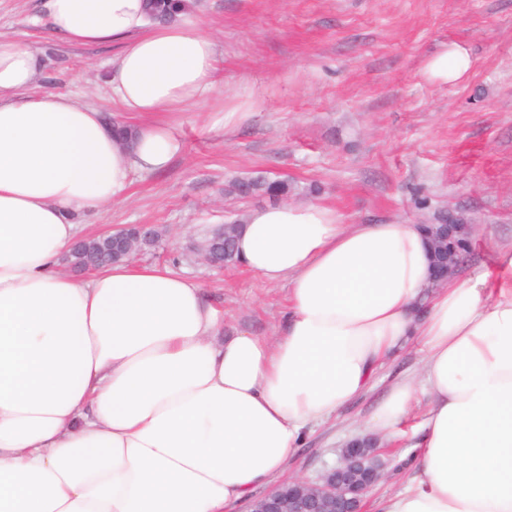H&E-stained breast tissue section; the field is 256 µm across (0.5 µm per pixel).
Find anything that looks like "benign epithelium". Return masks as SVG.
Masks as SVG:
<instances>
[{"instance_id": "benign-epithelium-1", "label": "benign epithelium", "mask_w": 512, "mask_h": 512, "mask_svg": "<svg viewBox=\"0 0 512 512\" xmlns=\"http://www.w3.org/2000/svg\"><path fill=\"white\" fill-rule=\"evenodd\" d=\"M159 226L127 225L112 233V260L130 261L143 253L142 244L156 236ZM472 225L457 222L437 224L433 240L453 235H468ZM464 255L450 250L443 255L441 269L434 274L431 287L439 288L456 275ZM387 464L382 458L379 439L374 435L349 440L341 449L338 463L314 479L294 478L251 499L247 512H361L364 496L385 480Z\"/></svg>"}]
</instances>
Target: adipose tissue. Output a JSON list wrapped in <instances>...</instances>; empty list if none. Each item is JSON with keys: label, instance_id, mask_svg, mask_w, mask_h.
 I'll return each mask as SVG.
<instances>
[{"label": "adipose tissue", "instance_id": "obj_1", "mask_svg": "<svg viewBox=\"0 0 512 512\" xmlns=\"http://www.w3.org/2000/svg\"><path fill=\"white\" fill-rule=\"evenodd\" d=\"M147 11L48 0L45 19L68 42L118 44L109 82L138 116L129 144L110 114L29 93L40 54L0 39V512H232L414 341L421 383L396 384L371 422L397 432L424 391L414 474L374 512H512V251L433 291L420 225L253 209L236 249L287 287L273 338L222 337L203 288L156 265L62 272L80 216L181 154L166 114L219 103L213 38ZM470 65L453 45L426 72L453 83Z\"/></svg>", "mask_w": 512, "mask_h": 512}]
</instances>
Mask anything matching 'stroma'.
<instances>
[{
	"label": "stroma",
	"mask_w": 512,
	"mask_h": 512,
	"mask_svg": "<svg viewBox=\"0 0 512 512\" xmlns=\"http://www.w3.org/2000/svg\"><path fill=\"white\" fill-rule=\"evenodd\" d=\"M44 12L45 0H0V38L44 55L32 91L114 111L107 80L116 46L56 41L32 22ZM185 18L218 44L225 107L248 116L226 132L215 125L217 113H178L182 154L161 173L135 177L124 200L87 222L94 233L163 226V254L138 256L137 264L168 266L201 285L225 335H274L287 298L285 285L239 266L211 270L192 252L216 225L259 207L225 194L236 177L288 179L292 200L335 207L349 224L463 216L473 249L462 279L512 247V0H196ZM447 44L464 46L472 61L453 84L426 73ZM422 358L410 347L386 362L365 395L313 427L281 480L337 464L401 377L421 381ZM426 404L418 396L403 433L381 440L388 476L372 497L404 488L408 432Z\"/></svg>",
	"instance_id": "35a3bbf8"
}]
</instances>
